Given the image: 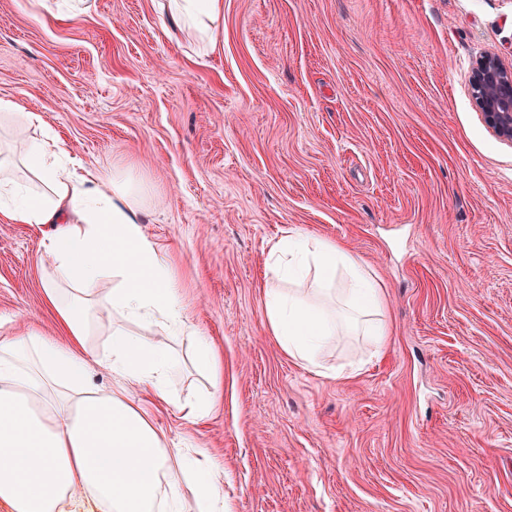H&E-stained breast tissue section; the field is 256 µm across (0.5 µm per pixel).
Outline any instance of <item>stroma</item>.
<instances>
[{
    "label": "stroma",
    "mask_w": 512,
    "mask_h": 512,
    "mask_svg": "<svg viewBox=\"0 0 512 512\" xmlns=\"http://www.w3.org/2000/svg\"><path fill=\"white\" fill-rule=\"evenodd\" d=\"M223 46L172 39L154 0L83 20L0 0V98L90 168L131 170L223 389L185 354L147 408L224 474L227 512H512V144L470 87L512 66V0H224ZM55 225L0 219V332L59 336L39 262ZM342 244L389 335L308 364L272 336L268 249Z\"/></svg>",
    "instance_id": "stroma-1"
}]
</instances>
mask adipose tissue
<instances>
[{"label": "adipose tissue", "instance_id": "obj_1", "mask_svg": "<svg viewBox=\"0 0 512 512\" xmlns=\"http://www.w3.org/2000/svg\"><path fill=\"white\" fill-rule=\"evenodd\" d=\"M171 36L193 31L218 51L224 0H162ZM0 118L24 167L42 186L17 181L0 157V217L11 224H52L44 245L49 267L41 283L68 343L27 331L0 336V501L12 512H60L85 496L101 512H224V474L171 447L150 419L138 391L168 400L174 357L166 341L131 330L134 322L162 332L194 335L170 276L164 249L142 232L145 194L130 171L104 174L71 157L55 137L29 138L37 113L0 98ZM275 283L263 292L269 329L294 359L314 362L343 329L385 343L383 297L359 258L331 241L291 234L272 248ZM313 278L312 293L294 284ZM111 336L106 359L117 388L92 387L93 336ZM214 348L197 342L194 365L210 374L204 400L184 401L196 422L213 409L222 384Z\"/></svg>", "mask_w": 512, "mask_h": 512}]
</instances>
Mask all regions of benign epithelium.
Wrapping results in <instances>:
<instances>
[{
    "label": "benign epithelium",
    "instance_id": "1",
    "mask_svg": "<svg viewBox=\"0 0 512 512\" xmlns=\"http://www.w3.org/2000/svg\"><path fill=\"white\" fill-rule=\"evenodd\" d=\"M470 86L490 132L512 144V69L485 55L472 70Z\"/></svg>",
    "mask_w": 512,
    "mask_h": 512
}]
</instances>
